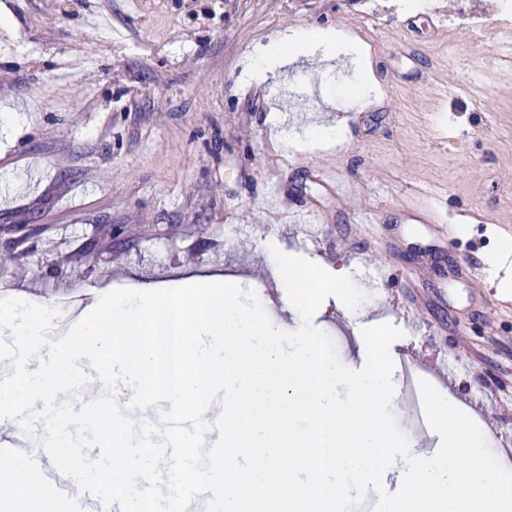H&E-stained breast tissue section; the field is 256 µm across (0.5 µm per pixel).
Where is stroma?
<instances>
[{
    "mask_svg": "<svg viewBox=\"0 0 512 512\" xmlns=\"http://www.w3.org/2000/svg\"><path fill=\"white\" fill-rule=\"evenodd\" d=\"M500 20L499 0L421 12L407 0H0V297L220 275L289 320L283 297L262 292L270 247L347 267L367 320L402 332L395 365L411 359L428 381L444 351L468 362L438 390L499 451L512 439V291L485 262L512 239V58L492 51L512 24ZM289 30L335 33L341 49L257 78ZM362 67L372 89L358 98L347 86ZM315 125L338 135L308 142ZM272 178L323 214L320 247L268 209ZM428 208L448 238L411 223ZM357 321L332 299L312 318L356 363Z\"/></svg>",
    "mask_w": 512,
    "mask_h": 512,
    "instance_id": "obj_1",
    "label": "stroma"
}]
</instances>
